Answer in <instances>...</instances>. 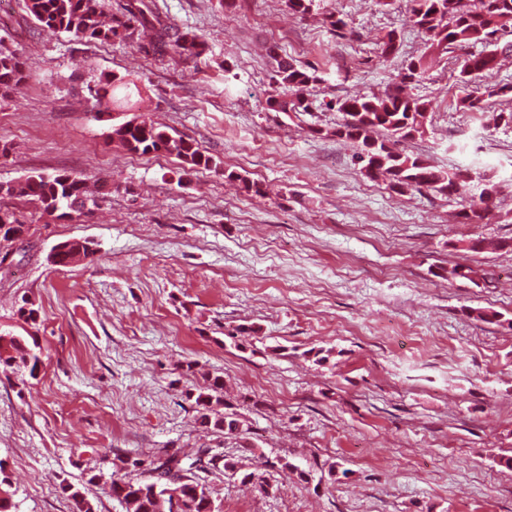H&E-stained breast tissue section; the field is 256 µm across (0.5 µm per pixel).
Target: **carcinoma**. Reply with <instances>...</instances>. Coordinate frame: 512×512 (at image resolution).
Instances as JSON below:
<instances>
[{"instance_id": "carcinoma-1", "label": "carcinoma", "mask_w": 512, "mask_h": 512, "mask_svg": "<svg viewBox=\"0 0 512 512\" xmlns=\"http://www.w3.org/2000/svg\"><path fill=\"white\" fill-rule=\"evenodd\" d=\"M24 11L37 27L47 33H67L87 41L108 42L114 38H130L144 31L147 40L138 44L145 56L174 54L185 62H194L205 53V45L188 30L173 27L160 15L154 0H125L118 12L106 16L104 0H21ZM413 24L427 36V52L406 61L400 84L381 95L349 96L338 102L343 122L334 135L358 145L355 161L361 173L372 181L382 180L397 194L428 189L443 195L459 196L468 192V175L459 168H440L428 160L399 152L395 145L408 138L424 134L428 121L426 104L405 92V87L420 81L429 65L428 55L454 52L470 43H484L489 50L463 58L460 82L473 75L493 70L500 57L512 55V0H480L476 9L467 7L465 0H409ZM274 80L292 92L291 97L272 95L269 109L275 112H306L310 105L301 95L315 81L316 74L297 66L293 61L272 56ZM27 81L21 54L0 37V99ZM101 112L128 106L139 93L137 85L123 77L102 73L95 86L88 87ZM108 142L138 155L168 153L194 169L215 168L214 159L204 154L194 140L171 133L151 121L136 117L114 124L108 131ZM497 190L491 178L482 179L479 195L471 197L468 207L460 213V223L481 224L486 218L484 200ZM112 192V186L102 181L89 187L80 177L61 171L51 176L32 174L18 181L0 182V200L21 198L35 210L54 219L81 214L98 206L100 199ZM28 229L16 212L0 203V243L13 245L15 233ZM89 242L71 241L69 249L58 254L54 265L65 267L73 263L75 253L87 252ZM448 280L464 279L475 285L492 287L494 273L487 268L455 265L443 270ZM17 316L27 325H37L40 307L22 299ZM38 344H29L24 336L0 331V369L15 367L37 376L42 365ZM224 380L213 377L206 390L196 397L202 407L201 423L238 434L239 421L217 407L224 405ZM125 473L112 478L111 495L119 500L126 512H216L214 501L200 484L193 470L223 464L224 470L241 477V483L251 484L254 473L234 460L209 455L200 448L195 457L177 452L163 455H137L121 460ZM62 491L72 502V512H96L95 504L79 488L62 482ZM14 491L10 477L0 462V512H13Z\"/></svg>"}]
</instances>
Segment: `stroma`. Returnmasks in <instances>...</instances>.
I'll return each mask as SVG.
<instances>
[{
    "instance_id": "35a3bbf8",
    "label": "stroma",
    "mask_w": 512,
    "mask_h": 512,
    "mask_svg": "<svg viewBox=\"0 0 512 512\" xmlns=\"http://www.w3.org/2000/svg\"><path fill=\"white\" fill-rule=\"evenodd\" d=\"M155 3L205 42L197 63L144 58L130 38L41 34L17 0H0V33L28 74L0 100V182L67 170L112 184L70 220L13 202L30 243L0 270V330L29 331L16 311L34 300L43 361L27 381L0 373V465L16 512H70L64 481L99 512H125L109 493L119 459L200 448L269 486L196 471L220 512H512V469L500 463L512 456V328L471 314L512 319V252L464 248L512 237V128L492 120L512 110V59L464 86L455 60L436 55L409 88L429 123L398 150L499 184L486 223L460 224L469 196L397 194L332 135L337 99L394 87L424 53L407 0H317L309 16L284 0ZM392 30L401 44L385 57ZM275 54L315 68L308 112L268 109ZM103 72L134 79L141 118L192 138L237 180L107 143L86 89ZM469 86L509 92L480 115L457 104ZM67 240L93 252L61 269L50 254ZM454 264L494 269L498 282L439 277ZM210 376L223 378L240 435L200 425ZM279 458L294 471L270 468Z\"/></svg>"
}]
</instances>
